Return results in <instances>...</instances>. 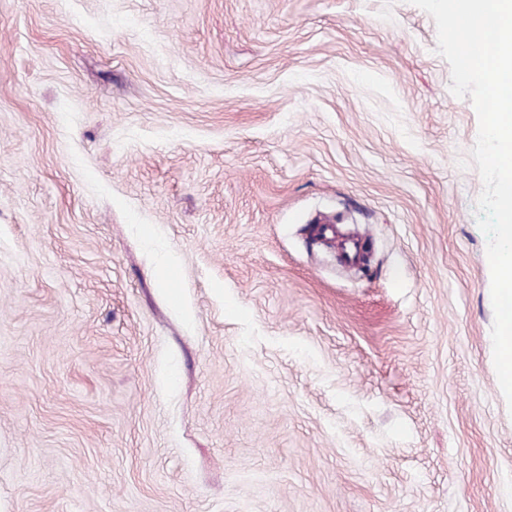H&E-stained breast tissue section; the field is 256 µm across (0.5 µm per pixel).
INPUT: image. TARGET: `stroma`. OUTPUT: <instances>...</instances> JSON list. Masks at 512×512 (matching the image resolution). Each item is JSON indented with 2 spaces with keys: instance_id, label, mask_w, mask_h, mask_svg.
<instances>
[{
  "instance_id": "1",
  "label": "stroma",
  "mask_w": 512,
  "mask_h": 512,
  "mask_svg": "<svg viewBox=\"0 0 512 512\" xmlns=\"http://www.w3.org/2000/svg\"><path fill=\"white\" fill-rule=\"evenodd\" d=\"M436 47L410 0H0V512H512ZM323 235L338 242L340 255L347 264H355L362 255V244L360 239L354 237L340 236L336 225L323 226Z\"/></svg>"
}]
</instances>
